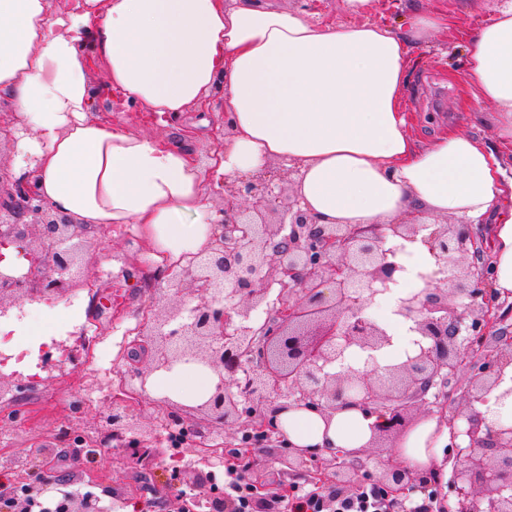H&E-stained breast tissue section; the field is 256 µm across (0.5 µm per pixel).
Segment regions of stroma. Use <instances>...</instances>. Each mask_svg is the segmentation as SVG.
<instances>
[{
	"mask_svg": "<svg viewBox=\"0 0 512 512\" xmlns=\"http://www.w3.org/2000/svg\"><path fill=\"white\" fill-rule=\"evenodd\" d=\"M412 7L422 12L445 7L452 13L451 28L433 32L410 56L406 110L413 137L425 144L452 126L496 144L494 129L482 119L489 105L473 111L459 105L463 49L455 43L457 29H471L494 18L495 0H485L480 12L469 10L467 0H376L366 19L395 30ZM195 119L191 112L165 125L146 124L127 102L109 114L116 128L159 136L175 145L187 142L201 153L218 137L222 116L211 112L209 128L185 140L183 131ZM88 238L82 265L92 272L89 285L54 301L56 307L71 309L70 317L60 319L55 328L68 332L67 343L74 346V353L45 348L51 366L32 377L28 387L18 388L13 379L0 383V493L9 491L14 475L35 482L48 474L55 481L39 498L45 507L67 492L94 497L99 506L112 507L114 512H123L129 505L134 512H178L187 491L206 485L211 494L201 512H224L223 469L211 472L195 465L191 442L171 445L172 408L144 399L135 376L136 364L128 357V340L138 336L149 306H162L167 298L166 289L148 281L138 288H119L114 283L115 267L141 262L146 245L130 231L114 236L92 229ZM106 295L122 304L121 312H96ZM113 408L129 410L144 430L158 431L160 452L150 465L134 464L115 451L103 419ZM78 434L92 437L94 447L72 448L71 441ZM176 467L182 479L174 483L170 476Z\"/></svg>",
	"mask_w": 512,
	"mask_h": 512,
	"instance_id": "stroma-1",
	"label": "stroma"
}]
</instances>
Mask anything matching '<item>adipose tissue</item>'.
<instances>
[{
  "mask_svg": "<svg viewBox=\"0 0 512 512\" xmlns=\"http://www.w3.org/2000/svg\"><path fill=\"white\" fill-rule=\"evenodd\" d=\"M353 23L330 24L271 0H0V93L14 106L18 171L74 221L134 227L149 266L167 269L207 251L214 231L202 171L167 141L92 117L91 63L105 84L158 116L199 111L216 83L232 125L217 175H244L272 161L297 163L292 189L324 224L368 229L397 219L487 222L492 288L512 300V170L482 140L455 128L416 143L404 109L410 53L449 27L445 13H413L404 31L366 21L372 0H344ZM462 107L488 103L501 143L512 144V4L465 37ZM399 269L380 303L390 313L386 363L415 353L400 298L424 288L435 259L422 242L388 238ZM217 378L197 362L154 372L151 394L206 402ZM276 423L299 448L368 446L375 417L348 408L324 416L292 406ZM447 425L420 420L398 454L413 468L440 463Z\"/></svg>",
  "mask_w": 512,
  "mask_h": 512,
  "instance_id": "obj_1",
  "label": "adipose tissue"
}]
</instances>
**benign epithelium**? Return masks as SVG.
<instances>
[{
	"label": "benign epithelium",
	"instance_id": "7a95c632",
	"mask_svg": "<svg viewBox=\"0 0 512 512\" xmlns=\"http://www.w3.org/2000/svg\"><path fill=\"white\" fill-rule=\"evenodd\" d=\"M209 195L220 229L209 253L165 271L174 297L188 293L198 303L152 313L144 341L150 363L136 372L144 392L154 372L177 363L198 361L214 371V392L198 406L207 430L187 427L182 437H222L231 422L247 435L269 437L277 433L273 414L288 404L320 414L351 406L383 416L370 442L375 448L384 437L403 436L415 412L431 413L451 401L453 498L438 490L441 470L413 469L394 452L372 487L401 508L426 492L442 512H512V425L484 430L475 407L487 402L512 365V326L490 288V261L471 225L404 220L361 230L320 224L268 164L209 183ZM85 236L82 225L39 197L31 173L11 178L0 199V244H18L29 269L18 277L0 273V318L73 291ZM390 236L422 240L435 270L427 288L400 306L427 344L403 362L382 366L376 354L391 339L367 309L400 270L389 260L394 249L385 247ZM263 304L274 316L259 326L255 313ZM351 350L366 356L363 367L345 363ZM459 371L468 374V386L447 390ZM106 425L137 463L156 452L159 436L144 431L135 415L115 410ZM223 445L195 449V463L224 466ZM359 461L357 452L325 455L290 446L280 476L307 477L353 496L364 486ZM38 495L36 486L24 484L12 497V512H31ZM42 512H98V506L66 495Z\"/></svg>",
	"mask_w": 512,
	"mask_h": 512
}]
</instances>
